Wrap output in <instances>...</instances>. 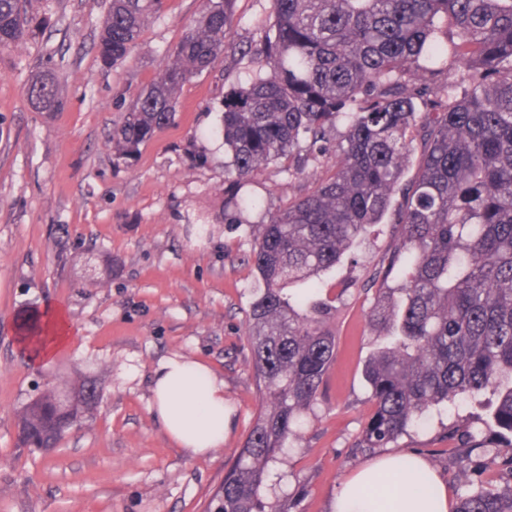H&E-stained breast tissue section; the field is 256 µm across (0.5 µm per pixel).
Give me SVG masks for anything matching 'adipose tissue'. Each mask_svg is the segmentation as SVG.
I'll return each instance as SVG.
<instances>
[{"label":"adipose tissue","instance_id":"ef3b65f1","mask_svg":"<svg viewBox=\"0 0 512 512\" xmlns=\"http://www.w3.org/2000/svg\"><path fill=\"white\" fill-rule=\"evenodd\" d=\"M42 316L51 326V334L35 344L24 336L19 339L36 359L49 358L70 339L59 308H45ZM151 409L170 438L196 454L223 447L233 424V412L225 407L223 381L207 366L181 355L161 360L154 367ZM420 470L430 473L434 496L421 500L395 495L389 512H453L452 496L439 474L432 472L424 458L402 451L386 453L350 474L336 496L333 512H373L374 491L381 481H406Z\"/></svg>","mask_w":512,"mask_h":512}]
</instances>
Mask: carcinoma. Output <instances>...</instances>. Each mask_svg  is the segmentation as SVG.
<instances>
[{
	"label": "carcinoma",
	"mask_w": 512,
	"mask_h": 512,
	"mask_svg": "<svg viewBox=\"0 0 512 512\" xmlns=\"http://www.w3.org/2000/svg\"><path fill=\"white\" fill-rule=\"evenodd\" d=\"M27 2L0 0L1 48L36 36ZM270 3L266 70L222 102L232 175L224 210L241 224L260 207L241 190L270 164L311 184L249 225L258 287L244 336L259 411L204 512H288L265 496L336 360L335 310L318 283L373 224L393 225L396 245L371 277L376 348L365 378L374 410L357 447L385 448L431 408L489 391L496 426L512 433V0ZM160 4L112 0L98 43L104 63L123 62ZM235 8L205 0L113 126L115 155L136 154L174 121L184 83L238 53ZM450 64L466 71L461 97L450 78L435 90ZM27 96L37 112L62 108L53 68L32 78ZM99 397L87 379L47 389L18 414L20 446L57 447ZM502 462L507 482L460 496L455 512H512V441ZM404 493L429 498L433 483L417 474Z\"/></svg>",
	"instance_id": "carcinoma-1"
}]
</instances>
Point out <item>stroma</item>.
<instances>
[{"instance_id": "35a3bbf8", "label": "stroma", "mask_w": 512, "mask_h": 512, "mask_svg": "<svg viewBox=\"0 0 512 512\" xmlns=\"http://www.w3.org/2000/svg\"><path fill=\"white\" fill-rule=\"evenodd\" d=\"M110 0H30L45 26L26 43L0 48V512H203L258 409L242 334L256 286L246 261L248 224L266 220L304 186L279 166L246 186L261 208L245 225L224 221L228 186L221 124L225 92L252 75L223 62L179 90L174 122L130 158L115 155L112 126L156 77L203 0H162L127 59L104 65L98 37ZM270 0H237L233 40L259 46L272 25ZM60 78L63 107L33 111L27 85L44 66ZM213 228L198 235L197 225ZM395 243L371 228L324 294L336 302V363L324 397L303 423L270 502L295 512H332L347 476L378 456L356 440L370 411L364 364L373 348L367 283ZM58 305L71 340L31 361L18 341L26 318ZM179 354L224 381L235 422L223 447L193 454L150 412L151 372ZM85 377L103 390L92 419L48 453L19 447L17 415L41 384ZM493 395L457 397L398 439L454 495L471 491L468 463L482 485L506 481L498 451L460 457L463 433L497 434Z\"/></svg>"}]
</instances>
